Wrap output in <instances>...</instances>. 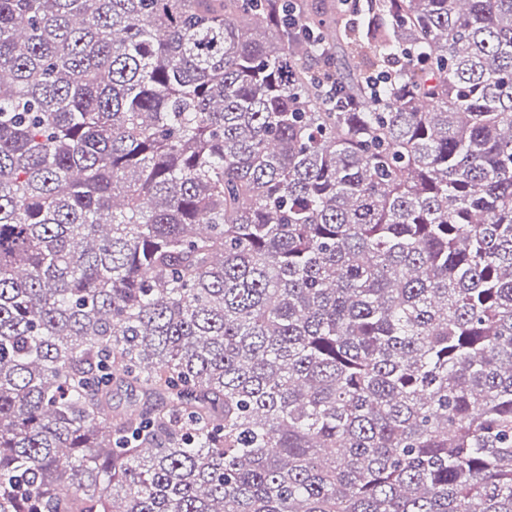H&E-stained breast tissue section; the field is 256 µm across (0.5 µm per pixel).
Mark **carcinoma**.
Instances as JSON below:
<instances>
[{"label":"carcinoma","mask_w":512,"mask_h":512,"mask_svg":"<svg viewBox=\"0 0 512 512\" xmlns=\"http://www.w3.org/2000/svg\"><path fill=\"white\" fill-rule=\"evenodd\" d=\"M345 2L0 0V512H512V0Z\"/></svg>","instance_id":"1"}]
</instances>
